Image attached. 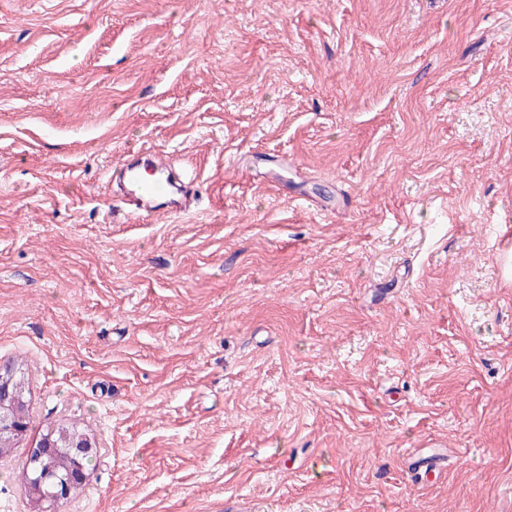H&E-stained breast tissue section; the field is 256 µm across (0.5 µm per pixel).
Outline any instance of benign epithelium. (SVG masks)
<instances>
[{
	"label": "benign epithelium",
	"mask_w": 512,
	"mask_h": 512,
	"mask_svg": "<svg viewBox=\"0 0 512 512\" xmlns=\"http://www.w3.org/2000/svg\"><path fill=\"white\" fill-rule=\"evenodd\" d=\"M19 369L11 364L0 365V441H11L26 433L28 406L24 391L15 383ZM97 441L87 433L51 430L30 448L31 470L24 476V488L33 499L65 502L86 484L89 467L86 461L97 455ZM44 456L59 459L60 467L43 470L39 462Z\"/></svg>",
	"instance_id": "1"
}]
</instances>
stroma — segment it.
<instances>
[{
  "label": "stroma",
  "instance_id": "35a3bbf8",
  "mask_svg": "<svg viewBox=\"0 0 512 512\" xmlns=\"http://www.w3.org/2000/svg\"><path fill=\"white\" fill-rule=\"evenodd\" d=\"M510 247L512 0H0V512L74 421L58 512H512ZM139 151L150 158L149 175L154 178L143 181L136 166L125 161L117 164L114 174L110 177L112 185L113 176L116 180L117 190L124 197L121 202L128 206L127 213L141 219L160 213L179 215L189 207L188 187L170 176L171 165L158 152L150 148L139 147ZM162 201L163 206H159ZM20 370L14 365H0V441H12L26 433L27 416L22 408L28 406L24 391L15 383ZM19 439L0 446V455L9 454ZM97 449V441L88 433L52 429L30 448L31 470L24 476L27 495L32 499L53 502L73 498L88 480L86 461L96 457ZM44 456L57 457L59 469H41L39 462Z\"/></svg>",
  "mask_w": 512,
  "mask_h": 512
}]
</instances>
